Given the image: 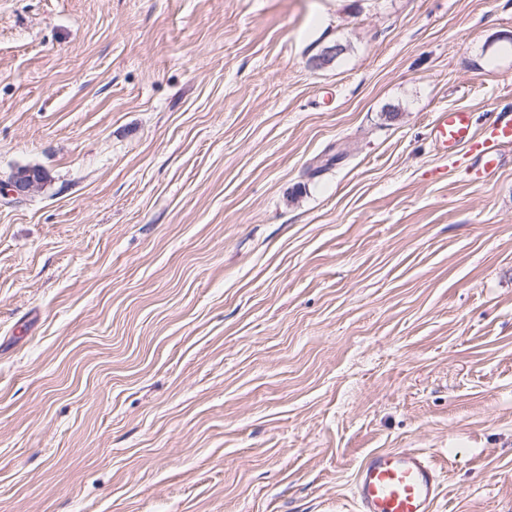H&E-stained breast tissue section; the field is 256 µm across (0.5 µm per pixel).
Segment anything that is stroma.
<instances>
[{
  "label": "stroma",
  "instance_id": "stroma-1",
  "mask_svg": "<svg viewBox=\"0 0 512 512\" xmlns=\"http://www.w3.org/2000/svg\"><path fill=\"white\" fill-rule=\"evenodd\" d=\"M330 66L311 57L328 44ZM512 0H0V512H512ZM435 146L444 154L465 149L474 159V181L483 184L501 167L502 152L512 148V110L495 112L492 120L475 133L474 114L466 109L437 112L431 126ZM438 471L418 449L370 453L354 477L356 512H434L440 493Z\"/></svg>",
  "mask_w": 512,
  "mask_h": 512
}]
</instances>
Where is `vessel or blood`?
<instances>
[{
	"label": "vessel or blood",
	"instance_id": "1",
	"mask_svg": "<svg viewBox=\"0 0 512 512\" xmlns=\"http://www.w3.org/2000/svg\"><path fill=\"white\" fill-rule=\"evenodd\" d=\"M431 134L441 152L466 150L474 160V180L481 184L500 169L503 151L512 148V110L495 113L479 130L472 112L446 109L438 112ZM440 486L436 467L421 450H377L355 473L356 512H434Z\"/></svg>",
	"mask_w": 512,
	"mask_h": 512
}]
</instances>
